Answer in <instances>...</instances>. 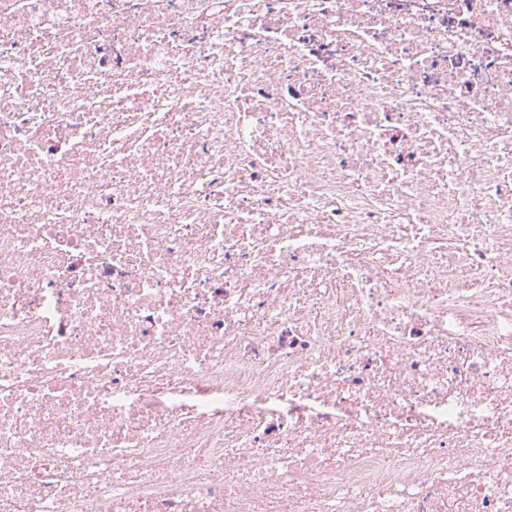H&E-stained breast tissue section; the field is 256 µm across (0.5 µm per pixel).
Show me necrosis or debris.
Returning a JSON list of instances; mask_svg holds the SVG:
<instances>
[{"label": "necrosis or debris", "instance_id": "obj_1", "mask_svg": "<svg viewBox=\"0 0 512 512\" xmlns=\"http://www.w3.org/2000/svg\"><path fill=\"white\" fill-rule=\"evenodd\" d=\"M0 512H512V0H0Z\"/></svg>", "mask_w": 512, "mask_h": 512}]
</instances>
